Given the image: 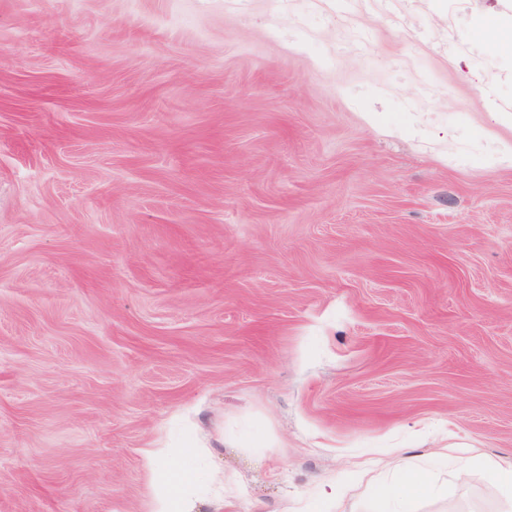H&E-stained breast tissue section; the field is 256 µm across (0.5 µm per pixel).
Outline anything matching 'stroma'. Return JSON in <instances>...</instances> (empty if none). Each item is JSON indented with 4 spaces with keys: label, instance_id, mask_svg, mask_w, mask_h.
<instances>
[{
    "label": "stroma",
    "instance_id": "obj_1",
    "mask_svg": "<svg viewBox=\"0 0 512 512\" xmlns=\"http://www.w3.org/2000/svg\"><path fill=\"white\" fill-rule=\"evenodd\" d=\"M512 0H0V512H497ZM459 454L450 455L448 454V448H441V451L437 453V457L443 463H446L459 475L467 473L469 468L476 464L475 460L468 456L467 448H456ZM439 494V487L428 480L424 469L409 462L402 464L393 481L377 487V497L386 508L383 512H416L413 507L417 499ZM189 502L190 500L187 498L172 499L166 487L159 485L153 499L151 512H188Z\"/></svg>",
    "mask_w": 512,
    "mask_h": 512
}]
</instances>
